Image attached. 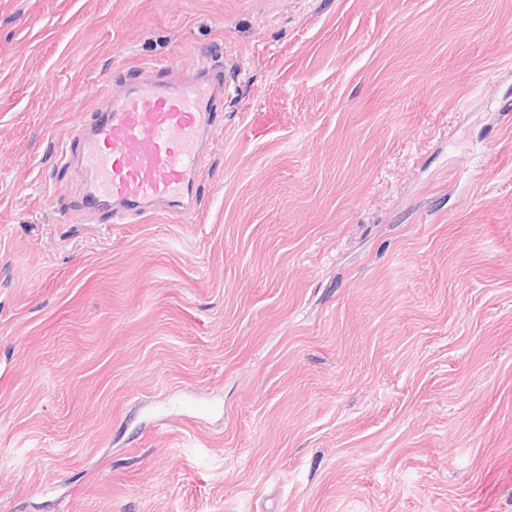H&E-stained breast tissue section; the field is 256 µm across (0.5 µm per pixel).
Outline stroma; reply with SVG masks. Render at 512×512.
I'll list each match as a JSON object with an SVG mask.
<instances>
[{
	"label": "stroma",
	"instance_id": "1",
	"mask_svg": "<svg viewBox=\"0 0 512 512\" xmlns=\"http://www.w3.org/2000/svg\"><path fill=\"white\" fill-rule=\"evenodd\" d=\"M210 61L194 221L86 214ZM0 512H512V0H0Z\"/></svg>",
	"mask_w": 512,
	"mask_h": 512
}]
</instances>
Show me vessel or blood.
Instances as JSON below:
<instances>
[{
    "mask_svg": "<svg viewBox=\"0 0 512 512\" xmlns=\"http://www.w3.org/2000/svg\"><path fill=\"white\" fill-rule=\"evenodd\" d=\"M161 65L154 77L134 79L71 132L81 146L82 207L124 224L165 209L194 213L202 180L199 148L222 125L213 112L224 89L222 68L206 64L176 80Z\"/></svg>",
    "mask_w": 512,
    "mask_h": 512,
    "instance_id": "vessel-or-blood-1",
    "label": "vessel or blood"
}]
</instances>
